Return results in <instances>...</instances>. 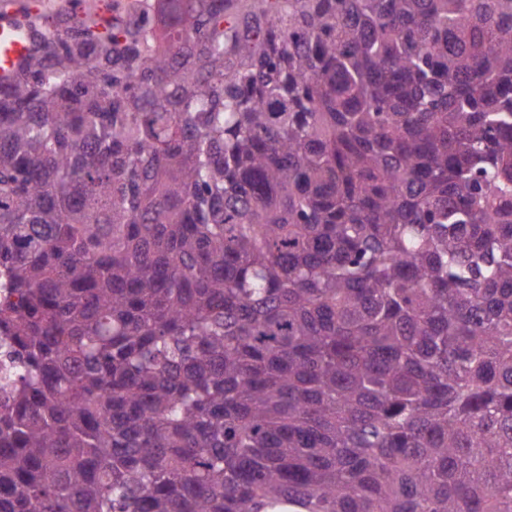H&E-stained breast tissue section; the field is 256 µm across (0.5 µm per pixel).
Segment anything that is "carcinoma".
<instances>
[{"label": "carcinoma", "mask_w": 512, "mask_h": 512, "mask_svg": "<svg viewBox=\"0 0 512 512\" xmlns=\"http://www.w3.org/2000/svg\"><path fill=\"white\" fill-rule=\"evenodd\" d=\"M0 512H512V0H141L0 80Z\"/></svg>", "instance_id": "cac0c4a2"}]
</instances>
